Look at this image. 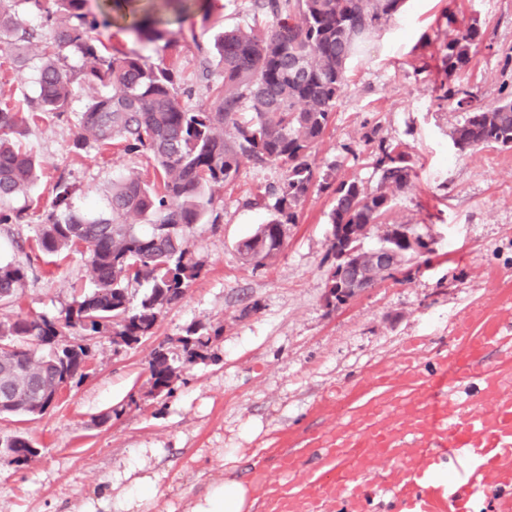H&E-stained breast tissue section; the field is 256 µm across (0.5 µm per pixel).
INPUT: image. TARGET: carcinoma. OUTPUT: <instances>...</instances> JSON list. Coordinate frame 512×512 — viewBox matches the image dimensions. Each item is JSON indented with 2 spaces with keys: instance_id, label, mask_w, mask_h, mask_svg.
Returning <instances> with one entry per match:
<instances>
[{
  "instance_id": "cac0c4a2",
  "label": "carcinoma",
  "mask_w": 512,
  "mask_h": 512,
  "mask_svg": "<svg viewBox=\"0 0 512 512\" xmlns=\"http://www.w3.org/2000/svg\"><path fill=\"white\" fill-rule=\"evenodd\" d=\"M88 0H0V49L12 64L25 66L27 45L38 32L16 15V7L32 5L50 28L37 67L38 94L14 103L0 102V224H25L28 206L5 202L26 195L38 177L36 156L16 140L28 120L42 114L63 117L79 94L87 98L78 113L73 148L106 151L119 145L128 155L153 162V180L128 173L112 182L110 214L78 213L72 209V189L62 177L53 186L50 209L44 212L38 244L48 253L84 248L88 252L95 288L77 296L60 316L48 319L0 317V337L13 345L28 341L38 348L1 351L5 374L0 395L17 398L15 412L56 387L52 365L55 345L69 339L67 369L79 374L88 348L73 336H122L134 344L153 335L162 311L181 301L201 267L190 250L194 225L206 219L216 224V192L231 186L248 163L275 166L281 180L271 186L276 197L271 218L238 245L254 267L269 265L284 246L282 227L294 224L298 207L313 189L334 197L333 224L378 225L392 208L393 197L408 187L412 155L401 142L378 140L374 166L376 188L339 180L317 172L314 155L337 103L346 88V65L356 41L390 21L403 0H250L252 23L224 30L205 50L194 32L171 33L156 17L161 11L190 9L187 0H157L148 10H132L124 26L145 45L163 43L162 50L179 55L194 52L197 80H210V57L218 58L222 80L208 86V101L193 104V86L173 62L150 64L141 55L107 54L92 32L108 26L87 10ZM475 31L465 29L443 45L447 72H462L471 60ZM75 53L81 66L67 64ZM448 101L468 111L453 131L462 152L480 145L512 148V96L495 104L478 105L476 95L460 85L447 91ZM143 220L130 224L129 217ZM387 246L401 266L421 267L424 255L415 245L420 233L393 224L385 234ZM28 271L11 262L0 263V300L19 299ZM146 282L147 292L130 306L128 287ZM189 329L181 339L192 362L213 337ZM169 367L155 350L151 378L159 381ZM11 462L25 467L36 458L32 440L17 433L0 438Z\"/></svg>"
}]
</instances>
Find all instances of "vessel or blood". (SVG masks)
<instances>
[{
	"mask_svg": "<svg viewBox=\"0 0 512 512\" xmlns=\"http://www.w3.org/2000/svg\"><path fill=\"white\" fill-rule=\"evenodd\" d=\"M457 334L461 348L450 357L455 378L423 376L410 362L400 372H381L372 397L356 405L353 424L337 430L320 468L306 473L303 482L289 480L273 512H297L303 498L318 489L329 499L359 504L365 490L348 471L363 470L372 457H388L399 448L412 449L413 456L393 474L390 490L409 512H473L488 478L512 469V394L503 393L501 372L482 367L491 348L512 356V336L495 322L477 334L463 324ZM477 369L492 401L483 414L465 411L458 395L461 379ZM448 457L463 481L453 496L431 478Z\"/></svg>",
	"mask_w": 512,
	"mask_h": 512,
	"instance_id": "obj_1",
	"label": "vessel or blood"
}]
</instances>
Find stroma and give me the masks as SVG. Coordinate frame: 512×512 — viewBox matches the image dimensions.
I'll list each match as a JSON object with an SVG mask.
<instances>
[{
  "instance_id": "stroma-1",
  "label": "stroma",
  "mask_w": 512,
  "mask_h": 512,
  "mask_svg": "<svg viewBox=\"0 0 512 512\" xmlns=\"http://www.w3.org/2000/svg\"><path fill=\"white\" fill-rule=\"evenodd\" d=\"M206 3L208 12L193 9L181 21L166 13L168 30L194 28L209 48L250 16V0ZM468 27L479 41L460 78L445 71L441 49L454 29ZM460 83L483 105L512 93V0H405L357 45L315 149L318 170L335 168L338 179L373 189L378 176L365 132L378 128L410 148L415 173L389 221L435 237L428 265L396 273L345 307H327L332 196L316 190L274 262L253 268L238 244L269 218L270 208L251 201L281 172L246 165L220 192V223L194 225L191 251L203 270L164 309L153 336L119 355L108 337H97L89 376L53 409L22 422L0 418V437L21 432L40 450L24 468L0 454V512H71L106 485L128 495L130 471L156 480L152 512H189L209 477L224 473L256 488L252 512H272V491L288 486L289 453L313 469L309 441L350 422L347 401L360 397L373 373L401 369L409 356L425 375L448 372L444 358L464 321L477 331L496 314L512 330V149L454 145L467 113L442 100L441 90ZM75 134L73 122L49 115L23 138L43 174L28 193V223L0 225V261L31 271L20 300L5 309L10 316H56L94 285L85 252L32 258L14 245L17 236L35 243L57 176L71 184L76 209L105 213L113 180L132 170L153 175L145 157L116 148L74 153ZM191 327L219 331L209 359L182 362L180 340ZM160 346L181 364L172 394L154 397L149 363Z\"/></svg>"
}]
</instances>
